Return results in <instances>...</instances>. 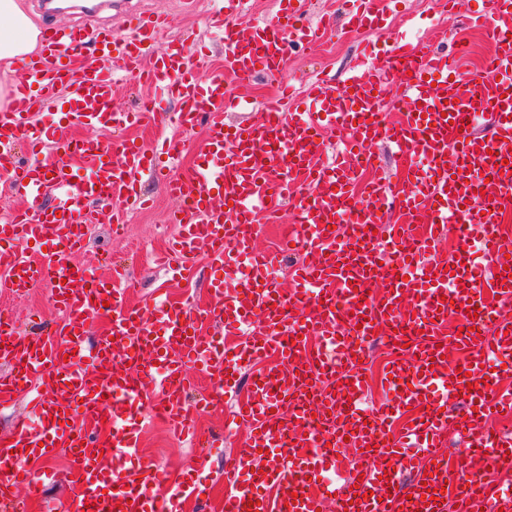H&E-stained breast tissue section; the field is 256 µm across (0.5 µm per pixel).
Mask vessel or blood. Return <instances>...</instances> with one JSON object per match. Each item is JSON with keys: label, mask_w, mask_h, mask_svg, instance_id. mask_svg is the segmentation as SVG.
<instances>
[{"label": "vessel or blood", "mask_w": 512, "mask_h": 512, "mask_svg": "<svg viewBox=\"0 0 512 512\" xmlns=\"http://www.w3.org/2000/svg\"><path fill=\"white\" fill-rule=\"evenodd\" d=\"M296 0H283L269 21L239 28L243 0H224V71L207 77L188 65L182 40L159 43L164 19L136 17V32L93 38L72 27L44 28L45 53L24 62L9 109L0 110V173L30 200L0 222V291L48 289L61 320L32 337L0 319V405L28 381L50 382L30 416L0 437V512H16L20 491L38 495L59 480L47 467L71 451L65 512H183L202 500L206 480L160 468L140 454L148 404L165 409L177 439L194 437L198 413L216 398L189 403L188 368L218 376L235 403L232 421L249 443L224 469L223 512H512V489L472 485L470 471L512 464V432L490 433V418L512 419V318L498 303L512 298V240L497 228L512 208V0H491L493 52L468 76L447 56L394 49L352 66L343 83L310 81L301 99L271 102L261 120L229 124L245 112L244 89L257 72H281L291 45L314 42L329 21L298 25ZM350 23L380 26L390 0H348ZM95 64L71 76L69 61L87 44ZM177 93V125L204 128L194 167L161 180L177 203L178 232L159 265L190 276L199 253L214 271L205 306L153 297L127 300L133 282L74 263L84 227L119 224L145 206L143 175L153 152L124 136L145 112L112 108L116 70ZM238 80L224 84L225 74ZM403 85L411 104L399 120L383 110L387 81ZM75 83L71 106L46 124L37 112ZM94 135L69 138V128ZM342 137L330 151L327 134ZM386 141L408 158L405 186L374 180L365 197L352 186L369 147ZM27 143L38 163L22 165ZM320 195L295 196L296 186ZM55 197L56 205L43 201ZM291 200L300 259L291 287L272 275L274 254L256 247V226L280 220ZM399 211L382 242L336 238L329 225L380 224ZM424 224L427 235L408 234ZM459 232L448 260L432 258L438 238ZM477 315H468L470 307ZM108 316L107 334H93ZM462 327L448 335L449 325ZM417 337L412 350L396 331ZM387 347L388 393L366 410L357 356ZM275 357L276 365L263 361ZM465 378H457V371ZM467 438L464 453L440 455L449 431ZM353 462L345 485L334 475Z\"/></svg>", "instance_id": "obj_1"}]
</instances>
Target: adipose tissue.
I'll return each instance as SVG.
<instances>
[{
    "label": "adipose tissue",
    "mask_w": 512,
    "mask_h": 512,
    "mask_svg": "<svg viewBox=\"0 0 512 512\" xmlns=\"http://www.w3.org/2000/svg\"><path fill=\"white\" fill-rule=\"evenodd\" d=\"M40 28L25 12L20 0H0V105L8 104L16 81L13 77L16 59L36 54Z\"/></svg>",
    "instance_id": "ef3b65f1"
}]
</instances>
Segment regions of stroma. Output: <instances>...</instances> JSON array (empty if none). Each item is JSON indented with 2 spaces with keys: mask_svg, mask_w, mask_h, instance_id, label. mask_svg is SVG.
<instances>
[{
  "mask_svg": "<svg viewBox=\"0 0 512 512\" xmlns=\"http://www.w3.org/2000/svg\"><path fill=\"white\" fill-rule=\"evenodd\" d=\"M45 0H23L30 15L39 19L40 26H79L87 31L102 27L111 28L118 36L129 35V24L133 16L140 13L165 15L168 23L161 32L162 41L187 40L196 49L207 53L202 69L203 75L223 72L224 38L210 24V17L224 6V0H197L194 10H185L183 0H122L113 5L111 0H95L91 9H69L55 12L44 5ZM467 14L477 16L476 24L448 17L441 0H394V8L386 29L378 31H351L346 27L344 7L340 0H302L304 23H314L330 18L332 34L321 38L316 45H296L290 55L282 76L255 75L251 81L252 94L257 103L272 97L280 81H288L296 89L316 75L327 73L336 81H343L345 71L356 57L370 48H386L402 40L432 52H444L459 58L463 72L469 73L482 66L491 48L489 37L488 0H464ZM155 99L154 117L139 129L144 144H151L159 136H182L185 165H192L195 151L201 138L200 131L181 132L175 124L178 103L153 89L138 85L126 77H119L112 100L116 108L131 111L139 109L147 99ZM143 190L150 199L149 205L139 212L136 219L128 221L120 233H113L111 225H98L87 249L78 255L79 263L96 266L104 256L122 264L129 277L138 281L132 297L140 304L158 291L164 290L176 301L193 305L204 300L211 272L202 269L191 281H179L171 272L157 267L152 259L154 253L165 248L169 238L175 234V225L169 224L168 215L176 203L166 193L163 183L144 177ZM0 312L12 316L24 331H31V314H39L45 324L54 323L59 314L50 304L45 289L39 288L26 296H11L0 293ZM232 407L222 403L202 413L199 430L205 434L219 436L220 444L198 452L190 441L173 438L165 426L156 420H148L144 428L141 452L157 465L171 471L198 468L200 476L209 483V512H220L224 498V482L219 475L225 455L230 449L241 447L243 433L227 432Z\"/></svg>",
  "mask_w": 512,
  "mask_h": 512,
  "instance_id": "1",
  "label": "stroma"
}]
</instances>
